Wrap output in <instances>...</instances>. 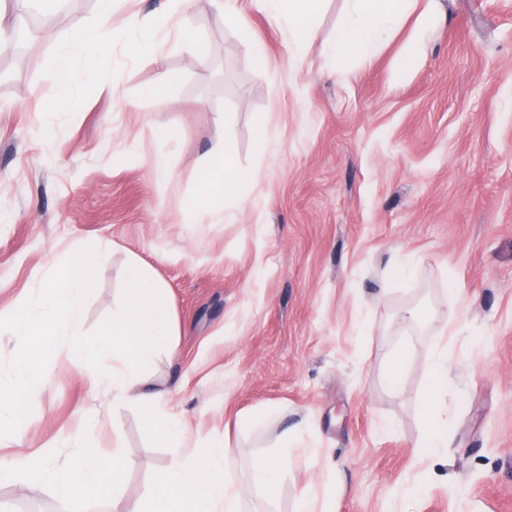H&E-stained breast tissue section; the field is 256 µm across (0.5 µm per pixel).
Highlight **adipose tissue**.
<instances>
[{"mask_svg":"<svg viewBox=\"0 0 512 512\" xmlns=\"http://www.w3.org/2000/svg\"><path fill=\"white\" fill-rule=\"evenodd\" d=\"M436 0H344V13L333 36L319 41V0H257L259 8L288 37V63L297 65L312 47H320L340 60L356 54L374 56L407 17L415 24L394 71L403 78L420 56L421 45L436 19ZM113 0H97L98 20L61 42L45 60L57 83V96L49 103L56 112L75 106L79 90L74 77L75 61L84 64L85 79L96 70L112 46L108 21ZM206 180L193 209V223L221 224L230 218L226 202L247 204L256 175L238 169L230 145L215 146L206 164ZM108 248L82 245L69 247L47 270L46 286L39 293L40 309H0V341L13 342L17 357L7 386H0V441L21 435L26 424L25 399L44 382L41 360L55 353L59 337L68 339V359L94 385H107L112 403H131L156 411L166 401L165 391L150 382L147 373L159 351L172 348L177 328L162 286L137 256L128 259L121 310L94 342L82 337L83 308L97 284V273L106 261ZM431 384L424 402L431 424L423 446L426 454L440 453L448 445L446 397L454 381L448 351L434 349L426 357ZM149 427L165 441L172 453L158 477V490L146 501H129L120 492L125 459L113 448L111 459L96 449L97 434L104 429L101 418L91 428L70 439L76 454L58 460L54 447L35 451L17 450L0 460V481L22 486L49 485L54 496L82 512L91 495L111 499L112 512H242V490L224 447L223 438L211 439L203 452L190 450L189 428L182 417L168 413L149 419ZM295 429L284 430L272 454L257 457L251 466L255 488L270 502L279 496L280 483L289 459L297 452L314 450Z\"/></svg>","mask_w":512,"mask_h":512,"instance_id":"ef3b65f1","label":"adipose tissue"}]
</instances>
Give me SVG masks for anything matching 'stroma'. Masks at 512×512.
<instances>
[{
  "instance_id": "stroma-1",
  "label": "stroma",
  "mask_w": 512,
  "mask_h": 512,
  "mask_svg": "<svg viewBox=\"0 0 512 512\" xmlns=\"http://www.w3.org/2000/svg\"><path fill=\"white\" fill-rule=\"evenodd\" d=\"M168 0H116L114 42L80 104L50 113L45 59L56 40L97 20L96 0H63L55 39L34 33L21 52L0 45V308L37 303L58 252L109 246L85 304V339L120 305L129 255L167 288L176 346L153 368L192 445L226 436L248 512L266 503L250 465L285 428L308 423L319 449L293 456L279 512L303 488L333 481L336 512H390L394 492L429 480L416 512H512V0H440V14L403 79L393 67L411 23L370 59L336 63L311 51L288 66L281 30L253 0H239L266 63L246 52L234 23L210 0L177 18ZM149 16L166 44L135 51L126 25ZM188 29L209 51L177 46ZM172 94L146 95L157 65ZM282 146L269 160L261 122ZM174 132L159 141L157 125ZM238 168L259 171L247 208L224 224H194L204 161L223 141ZM170 155L155 180L146 158ZM413 267L380 300L392 257ZM424 300V326L400 332L389 315ZM457 335L443 337L449 310ZM415 349L398 389L383 382L400 340ZM457 377L448 396V446L417 459L427 424L428 353L440 341ZM17 442L33 450L75 433L86 410L106 419L100 451L120 442L121 492L155 493L169 450L146 411L113 408L60 358L43 367ZM273 411L265 427L253 415ZM48 487L0 483V512H65Z\"/></svg>"
}]
</instances>
